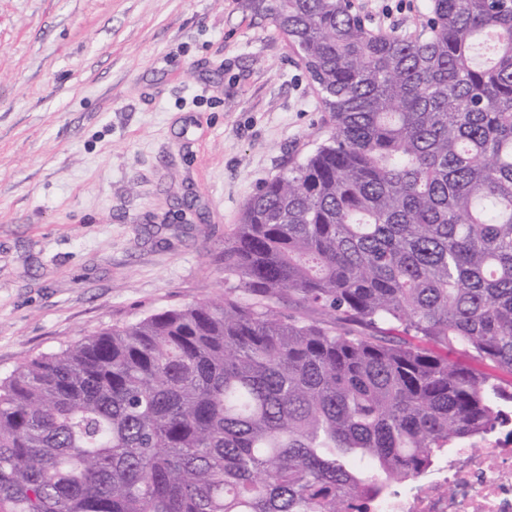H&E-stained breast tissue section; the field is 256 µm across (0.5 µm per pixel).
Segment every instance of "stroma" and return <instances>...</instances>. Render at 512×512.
Returning a JSON list of instances; mask_svg holds the SVG:
<instances>
[{"label":"stroma","mask_w":512,"mask_h":512,"mask_svg":"<svg viewBox=\"0 0 512 512\" xmlns=\"http://www.w3.org/2000/svg\"><path fill=\"white\" fill-rule=\"evenodd\" d=\"M415 33L425 0H354ZM332 122L251 0H0V375L217 298L241 209Z\"/></svg>","instance_id":"1"}]
</instances>
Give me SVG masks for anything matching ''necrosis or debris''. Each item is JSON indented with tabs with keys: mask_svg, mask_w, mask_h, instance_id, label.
<instances>
[{
	"mask_svg": "<svg viewBox=\"0 0 512 512\" xmlns=\"http://www.w3.org/2000/svg\"><path fill=\"white\" fill-rule=\"evenodd\" d=\"M367 512H512V425L449 449L409 486L368 502Z\"/></svg>",
	"mask_w": 512,
	"mask_h": 512,
	"instance_id": "1",
	"label": "necrosis or debris"
}]
</instances>
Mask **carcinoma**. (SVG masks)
Wrapping results in <instances>:
<instances>
[{
    "label": "carcinoma",
    "instance_id": "cac0c4a2",
    "mask_svg": "<svg viewBox=\"0 0 512 512\" xmlns=\"http://www.w3.org/2000/svg\"><path fill=\"white\" fill-rule=\"evenodd\" d=\"M251 5L332 131L244 204L224 296L0 378V512H364L512 418V0L413 36Z\"/></svg>",
    "mask_w": 512,
    "mask_h": 512
}]
</instances>
